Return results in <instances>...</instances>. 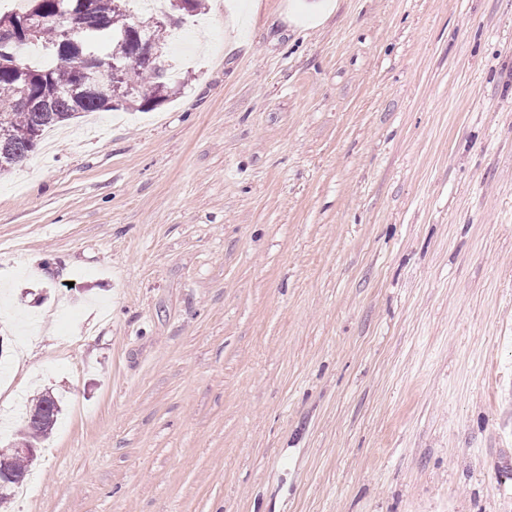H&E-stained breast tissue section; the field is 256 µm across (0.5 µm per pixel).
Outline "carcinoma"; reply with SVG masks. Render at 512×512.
<instances>
[{
  "label": "carcinoma",
  "mask_w": 512,
  "mask_h": 512,
  "mask_svg": "<svg viewBox=\"0 0 512 512\" xmlns=\"http://www.w3.org/2000/svg\"><path fill=\"white\" fill-rule=\"evenodd\" d=\"M21 13L0 15V26L21 28L23 16L34 13L46 19L32 39L15 44L0 30V174L28 159L44 132L88 112H109L119 106L146 110L167 101L180 90V82L168 75L165 60L131 67L125 72L133 93L115 96L103 84L88 87L76 57L95 55L122 62L132 53L129 28L136 21L127 9L129 0H28ZM72 26L82 34L68 52L60 51L58 26ZM30 45L56 61L42 69L24 63L21 49ZM28 104L20 103L22 97ZM46 407L47 419L40 425H25V438L34 445L54 428L62 408L57 396L46 392L32 400ZM0 457L13 459L17 475L25 477L33 456H19L14 449L0 450Z\"/></svg>",
  "instance_id": "carcinoma-1"
}]
</instances>
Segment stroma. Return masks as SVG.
I'll return each mask as SVG.
<instances>
[{
	"instance_id": "stroma-1",
	"label": "stroma",
	"mask_w": 512,
	"mask_h": 512,
	"mask_svg": "<svg viewBox=\"0 0 512 512\" xmlns=\"http://www.w3.org/2000/svg\"><path fill=\"white\" fill-rule=\"evenodd\" d=\"M179 94L0 175V512H512V0H224ZM46 406L48 411L47 419L40 425H31L29 421H26L25 425V438L34 445L45 438L54 428L58 416L60 415L62 408L58 397L49 393L42 392L37 398L32 400V408ZM17 450L23 454L36 455L38 448H27L20 441L17 444ZM0 457H8L13 459V468L17 475L21 477V481L25 477L28 467L37 458L36 456H19L15 453L14 448H6L0 450Z\"/></svg>"
}]
</instances>
